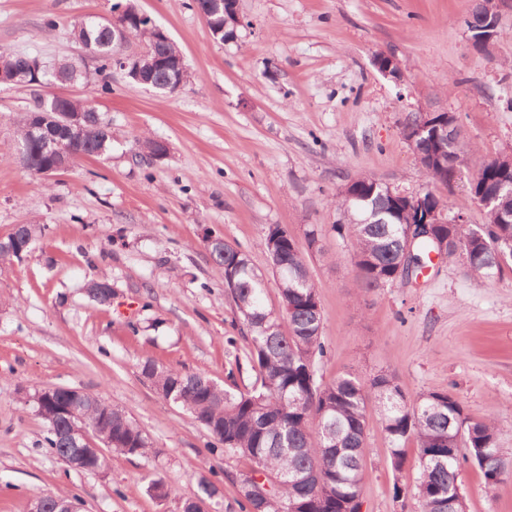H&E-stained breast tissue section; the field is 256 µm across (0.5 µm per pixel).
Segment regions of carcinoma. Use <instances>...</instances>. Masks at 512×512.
Here are the masks:
<instances>
[{
    "mask_svg": "<svg viewBox=\"0 0 512 512\" xmlns=\"http://www.w3.org/2000/svg\"><path fill=\"white\" fill-rule=\"evenodd\" d=\"M227 2L218 11L207 10L206 23L220 41L237 25L236 12ZM144 39L152 57L165 62L149 74L155 92L167 95L171 68L183 59L175 42H158L147 27L133 28ZM75 42L91 46L95 72L112 69L115 41L112 25L79 23L72 30ZM43 80L58 83L89 82L82 65L63 59L46 65ZM63 99H37L33 109L18 121V141L27 150L28 169L38 171L54 162L43 146L30 137V127L44 112H63ZM406 140H415L418 162L434 186L453 189L465 165L461 136L451 144L428 129L417 134L403 123ZM112 148V120L100 114L76 133L67 145L71 160L101 157ZM475 193L491 192L502 177L512 178L509 155L485 161L479 168ZM344 223L334 226L336 236L354 239L352 260L365 289L374 291L403 283L431 262L437 253L450 262L462 258L468 270L486 278L512 269V222L502 215L512 211V197L503 195L484 210L483 224L451 220L410 234L416 217L405 198L391 195L375 178L361 176L337 194ZM272 271L278 278L280 307L265 306L264 279L252 266L245 249L224 242V248L204 244L210 259L224 268V292L234 308V328L248 344L244 358L255 372L254 385L241 389L228 372L219 384L203 373H184L158 366L147 358L141 374L165 399L185 408L229 457L245 458L251 469L236 479L242 512H359L361 488L366 477L367 405L380 415L391 468L403 471L405 445L414 440L419 474L412 484L393 485L394 498L418 503L421 512H466L460 482L467 466L484 476L485 490L512 475V460L498 447V426L488 419L464 414L451 391L423 392L407 397L393 372H381L365 381L345 374L324 383L319 364L329 349L322 341L323 316L317 284L288 228L269 227L262 242ZM87 295L96 303H109L110 283L90 281ZM69 392L56 391L44 398L40 416L47 424L46 441L56 456L77 452L69 437L67 421L57 413ZM87 427L110 440L109 450L146 456L149 443L128 414L98 398L85 408Z\"/></svg>",
    "mask_w": 512,
    "mask_h": 512,
    "instance_id": "cac0c4a2",
    "label": "carcinoma"
}]
</instances>
